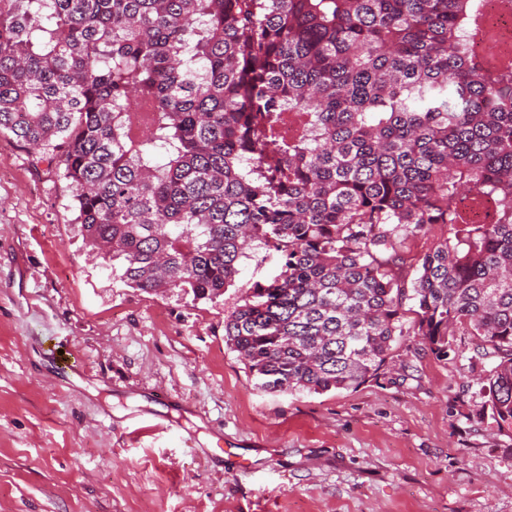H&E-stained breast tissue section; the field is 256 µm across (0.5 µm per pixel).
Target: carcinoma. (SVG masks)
I'll use <instances>...</instances> for the list:
<instances>
[{
    "label": "carcinoma",
    "instance_id": "1",
    "mask_svg": "<svg viewBox=\"0 0 512 512\" xmlns=\"http://www.w3.org/2000/svg\"><path fill=\"white\" fill-rule=\"evenodd\" d=\"M480 21L479 0H0V136L58 171L128 287L213 302L273 246L279 275L224 316L262 388L354 390L401 337L443 361L461 330L476 416L511 438L512 68L473 49Z\"/></svg>",
    "mask_w": 512,
    "mask_h": 512
}]
</instances>
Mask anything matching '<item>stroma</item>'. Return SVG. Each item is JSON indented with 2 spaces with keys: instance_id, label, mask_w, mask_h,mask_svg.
Segmentation results:
<instances>
[{
  "instance_id": "obj_1",
  "label": "stroma",
  "mask_w": 512,
  "mask_h": 512,
  "mask_svg": "<svg viewBox=\"0 0 512 512\" xmlns=\"http://www.w3.org/2000/svg\"><path fill=\"white\" fill-rule=\"evenodd\" d=\"M75 218L65 180L0 137V512H512V438L471 420L465 361L406 336L379 382L267 391L224 317L277 252L195 303L114 279Z\"/></svg>"
}]
</instances>
